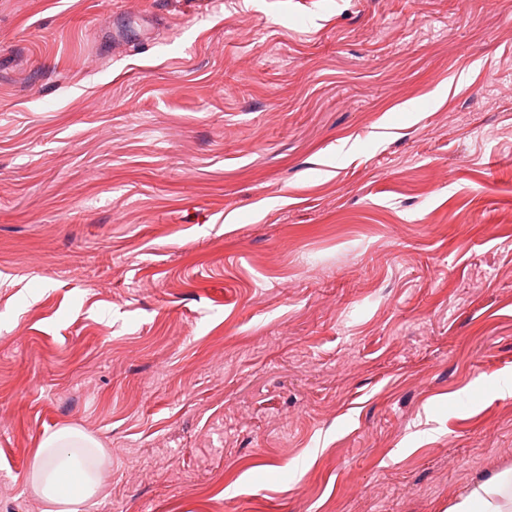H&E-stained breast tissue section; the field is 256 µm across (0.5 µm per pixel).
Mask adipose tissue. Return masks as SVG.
<instances>
[{"label": "adipose tissue", "mask_w": 512, "mask_h": 512, "mask_svg": "<svg viewBox=\"0 0 512 512\" xmlns=\"http://www.w3.org/2000/svg\"><path fill=\"white\" fill-rule=\"evenodd\" d=\"M103 458L99 442L78 428L45 435L31 463L32 486L44 512H83L98 491ZM450 512H512V472L475 485Z\"/></svg>", "instance_id": "adipose-tissue-1"}]
</instances>
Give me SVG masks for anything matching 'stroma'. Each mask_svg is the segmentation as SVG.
<instances>
[{
  "instance_id": "1",
  "label": "stroma",
  "mask_w": 512,
  "mask_h": 512,
  "mask_svg": "<svg viewBox=\"0 0 512 512\" xmlns=\"http://www.w3.org/2000/svg\"><path fill=\"white\" fill-rule=\"evenodd\" d=\"M505 378L512 0H0V512H448ZM100 443L84 431L64 426L45 435L31 463V481L43 512H82L97 493Z\"/></svg>"
}]
</instances>
